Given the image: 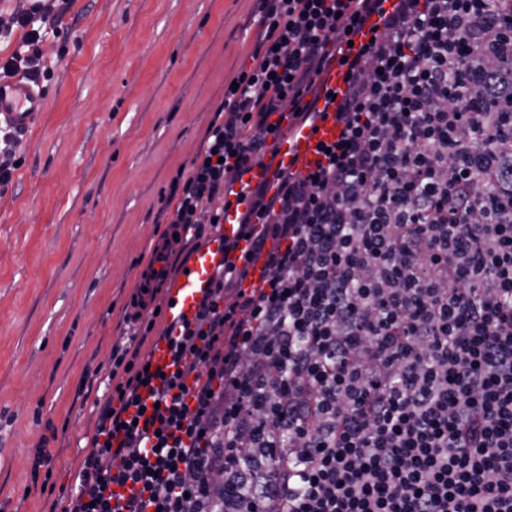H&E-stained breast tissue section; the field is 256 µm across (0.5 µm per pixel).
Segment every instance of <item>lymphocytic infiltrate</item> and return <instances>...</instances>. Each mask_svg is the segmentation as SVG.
I'll return each instance as SVG.
<instances>
[{
	"label": "lymphocytic infiltrate",
	"instance_id": "lymphocytic-infiltrate-1",
	"mask_svg": "<svg viewBox=\"0 0 512 512\" xmlns=\"http://www.w3.org/2000/svg\"><path fill=\"white\" fill-rule=\"evenodd\" d=\"M492 1L255 0L253 64L162 209L197 233L234 211L237 235L161 334L172 369L142 350L157 314L113 349L62 512H512V0ZM329 117L313 165L279 161Z\"/></svg>",
	"mask_w": 512,
	"mask_h": 512
}]
</instances>
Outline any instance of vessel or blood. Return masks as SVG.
Here are the masks:
<instances>
[{
	"label": "vessel or blood",
	"instance_id": "1",
	"mask_svg": "<svg viewBox=\"0 0 512 512\" xmlns=\"http://www.w3.org/2000/svg\"><path fill=\"white\" fill-rule=\"evenodd\" d=\"M41 96L30 85L15 82L0 86V120L13 126L30 129L40 117ZM338 129L333 121L318 123L316 128H304L280 144L281 155L295 154L301 163L313 162L315 147L319 142L335 140ZM235 224L225 223L223 234L211 237L193 255L187 273L181 274L175 282H167L161 276L162 263L143 268L135 282L133 305L135 311L142 312L152 307V294L155 289L167 290L172 302L166 313L174 317L192 314L214 273L224 257V239L233 236Z\"/></svg>",
	"mask_w": 512,
	"mask_h": 512
}]
</instances>
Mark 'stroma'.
<instances>
[{
    "mask_svg": "<svg viewBox=\"0 0 512 512\" xmlns=\"http://www.w3.org/2000/svg\"><path fill=\"white\" fill-rule=\"evenodd\" d=\"M254 0H66L41 116L0 185V512L64 503L89 451L162 198L249 65ZM54 487L32 478L38 445Z\"/></svg>",
    "mask_w": 512,
    "mask_h": 512,
    "instance_id": "1",
    "label": "stroma"
}]
</instances>
